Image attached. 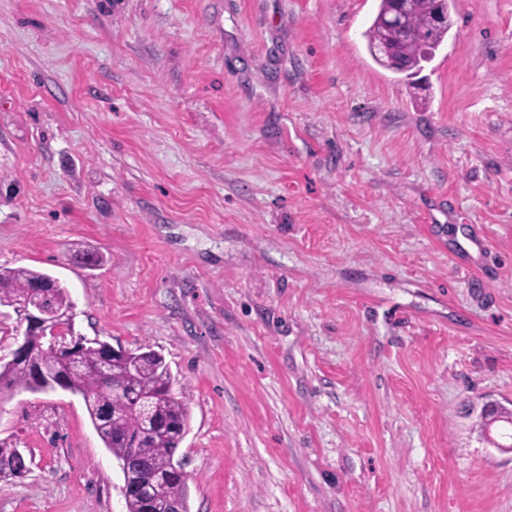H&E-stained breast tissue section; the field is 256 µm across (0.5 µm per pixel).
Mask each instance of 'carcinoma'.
Segmentation results:
<instances>
[{
    "instance_id": "obj_1",
    "label": "carcinoma",
    "mask_w": 512,
    "mask_h": 512,
    "mask_svg": "<svg viewBox=\"0 0 512 512\" xmlns=\"http://www.w3.org/2000/svg\"><path fill=\"white\" fill-rule=\"evenodd\" d=\"M452 0H417L405 18L414 38L402 41L386 23L392 0H378L372 23L364 31L367 51L386 42L397 48L398 74L413 76L433 60L453 26ZM444 17L443 25L437 24ZM44 292L58 312L72 313L75 303L57 277L28 267L0 268V307L18 309L31 295ZM28 357L0 364V399L17 389L42 391L39 367L49 370L65 390L82 397L105 448L127 462V512H148L151 501L172 503L188 512L186 475L176 452L189 428L186 402L173 392V379L161 354L152 349L112 353L107 342L80 344L63 337L46 343L26 337ZM14 443L0 441V479H21L24 468Z\"/></svg>"
}]
</instances>
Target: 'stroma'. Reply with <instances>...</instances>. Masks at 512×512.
<instances>
[{
  "instance_id": "obj_1",
  "label": "stroma",
  "mask_w": 512,
  "mask_h": 512,
  "mask_svg": "<svg viewBox=\"0 0 512 512\" xmlns=\"http://www.w3.org/2000/svg\"><path fill=\"white\" fill-rule=\"evenodd\" d=\"M376 7L0 0V268L164 356L189 512H512V0H453L414 85ZM0 439V512H126L80 396ZM24 452L15 443L0 441V479H21L30 471L24 468L19 453Z\"/></svg>"
}]
</instances>
